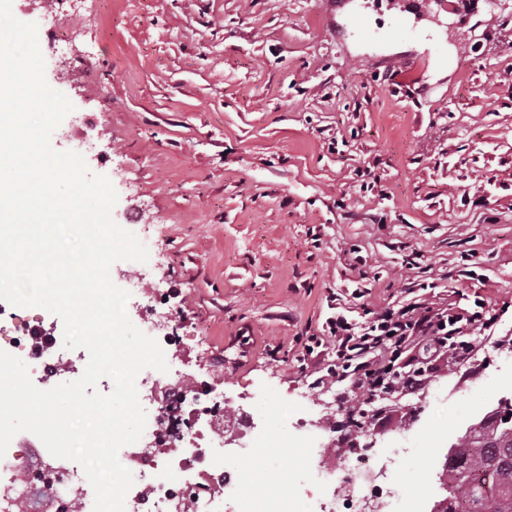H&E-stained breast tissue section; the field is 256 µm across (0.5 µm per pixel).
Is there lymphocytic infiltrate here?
Returning <instances> with one entry per match:
<instances>
[{"instance_id": "obj_1", "label": "lymphocytic infiltrate", "mask_w": 512, "mask_h": 512, "mask_svg": "<svg viewBox=\"0 0 512 512\" xmlns=\"http://www.w3.org/2000/svg\"><path fill=\"white\" fill-rule=\"evenodd\" d=\"M463 321V315L452 308L423 302L373 314L359 329L346 318H336L330 321L327 335L336 348V378L350 381L358 393L377 394L393 376L394 359L409 346L425 340L438 350L456 346L470 350V343L459 339ZM324 338L308 337L306 353H314Z\"/></svg>"}]
</instances>
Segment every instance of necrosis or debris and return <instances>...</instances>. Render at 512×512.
I'll list each match as a JSON object with an SVG mask.
<instances>
[{
    "label": "necrosis or debris",
    "mask_w": 512,
    "mask_h": 512,
    "mask_svg": "<svg viewBox=\"0 0 512 512\" xmlns=\"http://www.w3.org/2000/svg\"><path fill=\"white\" fill-rule=\"evenodd\" d=\"M128 316L147 326V335L163 348L169 366L162 373L152 368L136 377V387L147 423L141 438L120 455L134 475L125 498V512H289L290 488L281 476L264 481L249 477V465L258 451L295 448L297 472L317 469L319 477L340 486L320 512H416V502L398 490V456L379 463L373 448L354 445L336 448L325 443L333 420L319 425L293 408L283 421L294 438L276 437L254 428L253 416L236 408L231 420L217 419L216 406L224 390L206 362L185 373L176 354L173 327L158 328L155 321L167 286L149 283L145 273L128 279ZM0 350L32 363L41 389H50L81 377L89 355L68 349L39 308L11 306L0 300ZM41 497L49 512H66L71 499H79L81 512H93L94 492L75 462L52 456L36 435L13 438L0 458V512H16L19 502Z\"/></svg>",
    "instance_id": "obj_1"
}]
</instances>
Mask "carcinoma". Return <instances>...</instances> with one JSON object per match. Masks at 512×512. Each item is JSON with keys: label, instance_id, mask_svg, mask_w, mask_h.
I'll return each instance as SVG.
<instances>
[{"label": "carcinoma", "instance_id": "carcinoma-1", "mask_svg": "<svg viewBox=\"0 0 512 512\" xmlns=\"http://www.w3.org/2000/svg\"><path fill=\"white\" fill-rule=\"evenodd\" d=\"M470 470L469 479L456 478L458 464ZM451 484L442 512H512V423L492 418L465 436L448 456ZM465 509L459 510L457 494Z\"/></svg>", "mask_w": 512, "mask_h": 512}]
</instances>
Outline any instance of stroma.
Here are the masks:
<instances>
[{"label":"stroma","mask_w":512,"mask_h":512,"mask_svg":"<svg viewBox=\"0 0 512 512\" xmlns=\"http://www.w3.org/2000/svg\"><path fill=\"white\" fill-rule=\"evenodd\" d=\"M401 0L366 6L377 37L354 33L355 5L320 0H13L21 22L53 16L87 70L45 33L47 85L72 111L52 134L84 151L117 195L112 219L172 287L167 309L186 367L199 349L232 401L266 391L259 424L303 394L332 413L337 443L402 436L398 467L422 512L443 499L448 450L512 400V0L464 20L446 0L400 24ZM415 301L498 319L464 338L468 363L431 362L418 388L368 402L328 376L331 346L296 339L328 317Z\"/></svg>","instance_id":"1"}]
</instances>
